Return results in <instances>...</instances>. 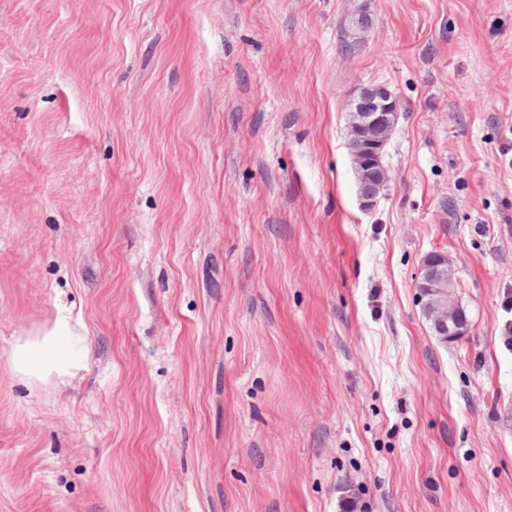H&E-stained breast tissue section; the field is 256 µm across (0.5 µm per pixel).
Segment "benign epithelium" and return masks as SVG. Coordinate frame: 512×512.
<instances>
[{
  "label": "benign epithelium",
  "instance_id": "obj_1",
  "mask_svg": "<svg viewBox=\"0 0 512 512\" xmlns=\"http://www.w3.org/2000/svg\"><path fill=\"white\" fill-rule=\"evenodd\" d=\"M396 120L397 113L393 111L390 95L383 86L365 89L355 102L351 121L353 162L355 167L372 173V179L358 183L359 198L365 208L373 206L380 193L376 182L387 179L382 153ZM445 265V256L439 253L427 256L419 282L427 317L435 335L444 339L463 336L469 328V319L444 278Z\"/></svg>",
  "mask_w": 512,
  "mask_h": 512
}]
</instances>
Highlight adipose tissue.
<instances>
[{
    "mask_svg": "<svg viewBox=\"0 0 512 512\" xmlns=\"http://www.w3.org/2000/svg\"><path fill=\"white\" fill-rule=\"evenodd\" d=\"M88 353L83 332L66 317H58L52 328L36 336L18 337L10 351L14 371L28 379L65 380L74 376Z\"/></svg>",
    "mask_w": 512,
    "mask_h": 512,
    "instance_id": "ef3b65f1",
    "label": "adipose tissue"
}]
</instances>
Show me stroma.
<instances>
[{
  "label": "stroma",
  "instance_id": "obj_1",
  "mask_svg": "<svg viewBox=\"0 0 512 512\" xmlns=\"http://www.w3.org/2000/svg\"><path fill=\"white\" fill-rule=\"evenodd\" d=\"M509 321L512 0H0V512H512ZM390 98V92L383 86L367 88L355 102L352 111L354 143L350 147L353 162L356 168H365L372 173V180L358 183L359 198L364 208L373 206L380 193L381 188L375 182L387 179L382 153L398 114L393 111V108L397 110V104L391 103ZM445 265V256L439 253L427 256L418 288L422 300L425 299L424 310L435 335L446 340L448 337L464 336L469 328V319L454 298V287L444 278ZM88 353L86 336L65 316L41 335L20 336L10 351L14 371L30 380L45 381L55 377L65 384L73 377Z\"/></svg>",
  "mask_w": 512,
  "mask_h": 512
}]
</instances>
